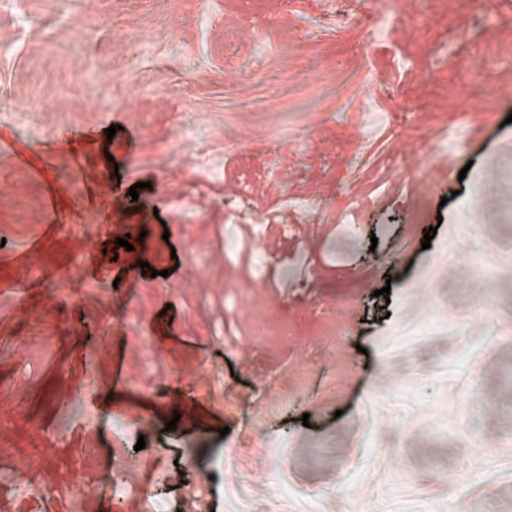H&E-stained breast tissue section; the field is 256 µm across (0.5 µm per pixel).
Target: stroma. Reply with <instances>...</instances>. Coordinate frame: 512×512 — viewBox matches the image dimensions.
Wrapping results in <instances>:
<instances>
[{
  "label": "stroma",
  "instance_id": "stroma-1",
  "mask_svg": "<svg viewBox=\"0 0 512 512\" xmlns=\"http://www.w3.org/2000/svg\"><path fill=\"white\" fill-rule=\"evenodd\" d=\"M363 2L291 0L284 10L279 0H211L212 13L238 20L230 34L199 29L201 0H182L173 35L162 0H103L89 58L45 51L46 40H69L65 25L0 28V86L49 101L33 125L0 115L11 148L0 174L24 190L0 193V512H114L112 472L126 458L138 463L136 485L164 490L162 512H191L201 472L216 512H475L486 485L512 483V413L485 429L474 393L512 353V277L500 273L512 265L502 226L512 216V21L482 0H392L398 21L372 36L383 50L371 60L372 37L356 21ZM91 63L112 72L107 91L77 84ZM391 80L414 101V124L371 111ZM131 81L149 99L130 110ZM187 109L208 146L202 166L219 178L176 169L175 154L195 143L173 145L170 159L157 152ZM109 112L125 113L136 143L123 130L106 136ZM60 114L95 137L83 165L59 140ZM40 142L80 200L22 162ZM268 159L281 179L254 211L225 220L217 200L234 194L242 168ZM450 160L466 176L446 200L425 181L444 179ZM298 169L304 180L293 179ZM162 196L167 207L150 206ZM51 200L91 224L96 241L84 283L62 300L50 285L76 248L47 223ZM168 223L183 232L165 233ZM419 224L436 230L430 248ZM261 237L268 252L253 246ZM372 253L389 276L366 264ZM145 262L179 286L135 320L121 305L151 283ZM35 266L45 271L38 284ZM423 279L431 292L416 289ZM20 304L43 313L37 327L18 318ZM262 310L287 314L294 336L254 342ZM28 334L46 351L18 356ZM145 334L165 355L131 346ZM209 353L227 370L199 378L186 403L205 431L146 429L179 400L158 383ZM76 448L85 467L67 463ZM452 448L460 456L449 458ZM28 453L42 458L33 492L10 478ZM79 479L87 492L77 504Z\"/></svg>",
  "mask_w": 512,
  "mask_h": 512
}]
</instances>
